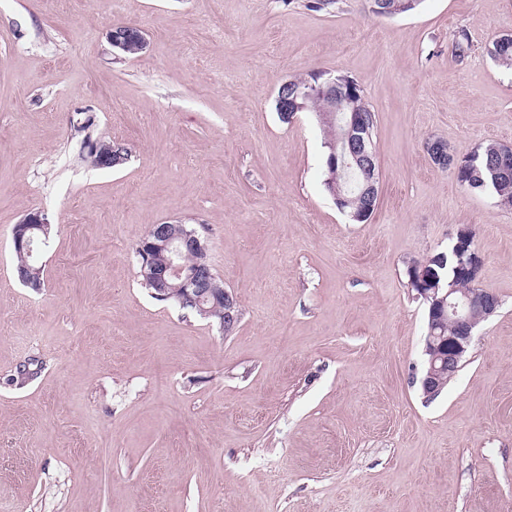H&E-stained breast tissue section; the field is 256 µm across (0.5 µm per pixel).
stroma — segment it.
<instances>
[{"label":"stroma","mask_w":512,"mask_h":512,"mask_svg":"<svg viewBox=\"0 0 512 512\" xmlns=\"http://www.w3.org/2000/svg\"><path fill=\"white\" fill-rule=\"evenodd\" d=\"M308 2L0 0V512H512V208L424 149L512 146V68L485 51L512 0ZM116 24L146 49L116 58ZM319 71L376 115L364 223L324 185L315 113L275 110ZM89 140L126 163L92 166ZM31 211L38 289L12 242ZM176 221L236 296L232 332L142 284L137 244ZM463 229L500 306L429 400L405 271ZM370 12L375 16H394L412 10L418 0H369Z\"/></svg>","instance_id":"35a3bbf8"}]
</instances>
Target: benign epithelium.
Instances as JSON below:
<instances>
[{"instance_id": "obj_1", "label": "benign epithelium", "mask_w": 512, "mask_h": 512, "mask_svg": "<svg viewBox=\"0 0 512 512\" xmlns=\"http://www.w3.org/2000/svg\"><path fill=\"white\" fill-rule=\"evenodd\" d=\"M370 12L375 16H394L413 9L418 0H369ZM108 39L118 55L129 50L132 42H137L139 50H144L147 41L142 31L128 24L112 27ZM361 87L343 75L316 73V82L306 86H297L293 81L283 82L275 98L276 111L288 122L300 112L308 110V101L321 97L326 111L339 112L344 122L346 139L341 148L331 147L325 166L330 178L339 177L340 171L356 166L367 171L370 177L369 195H374L379 180L376 152L373 144L364 140L361 131L368 123L365 113L351 108L353 98L359 95ZM425 149L432 162L442 168H452L455 158L448 154V146L440 140L429 139ZM89 151L98 156V164L114 167L122 163V158H113L112 148L98 143L89 146ZM47 223L45 214L40 211L28 213L13 231V243L16 249L32 254V239L25 233ZM205 244L193 230L179 223L153 224L142 238L136 251L141 256L140 275L156 288L155 297L162 301H172L182 308L191 309L205 317L212 315L214 307L224 305L220 327L233 329L237 324V299L234 294L220 286L210 269H190L184 263L190 252H203ZM166 256L162 266L156 265L154 256ZM459 269L470 281L468 288H448L441 282L440 276L429 272L412 261L409 266L418 270L417 282L408 287L416 291V296L429 305L430 324L435 326L448 319L451 322L448 335L439 336L429 332L425 339V353L429 355L426 371L421 379L425 393L437 389L442 376L453 378L462 367V362L474 338L479 324L499 307L497 295L479 286L482 257L475 250H461ZM178 284L173 286L171 281Z\"/></svg>"}]
</instances>
